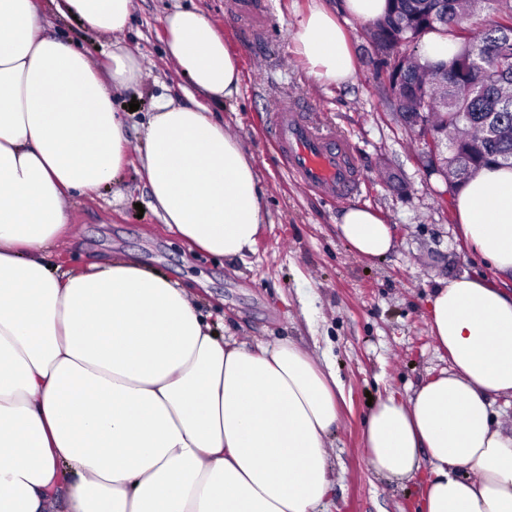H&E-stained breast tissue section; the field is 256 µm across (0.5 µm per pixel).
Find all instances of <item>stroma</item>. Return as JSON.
I'll list each match as a JSON object with an SVG mask.
<instances>
[{
  "instance_id": "1",
  "label": "stroma",
  "mask_w": 512,
  "mask_h": 512,
  "mask_svg": "<svg viewBox=\"0 0 512 512\" xmlns=\"http://www.w3.org/2000/svg\"><path fill=\"white\" fill-rule=\"evenodd\" d=\"M225 0H135L122 45L136 51L139 85L121 90L116 106L128 113L129 164L108 187L77 198L70 208L75 233L64 246L63 268L131 256L143 268L192 289L214 330L225 340H292L314 349L345 389L333 433L330 466L336 477L329 512H417L415 480L388 482L369 469L363 450L368 397L407 398L449 366L436 350L427 322V298L439 280L487 268L459 237L453 194L424 166L427 146L396 119L377 67L366 23L325 0L346 31L355 73L341 85L319 84L293 50L296 22L310 0H268V45L250 48ZM201 10L238 54V95L215 109L252 155L265 190L264 221L251 252L216 261L189 251L155 213L140 174L146 151L142 126L157 99L201 100L164 64V16L175 7ZM305 99L315 119L347 136L364 181L350 204L377 212L392 229L395 247L363 259L340 237L344 206L291 182L273 152L266 117L284 97Z\"/></svg>"
}]
</instances>
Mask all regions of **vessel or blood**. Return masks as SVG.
I'll use <instances>...</instances> for the list:
<instances>
[{
  "label": "vessel or blood",
  "mask_w": 512,
  "mask_h": 512,
  "mask_svg": "<svg viewBox=\"0 0 512 512\" xmlns=\"http://www.w3.org/2000/svg\"><path fill=\"white\" fill-rule=\"evenodd\" d=\"M226 11L253 42L267 38V0H226ZM269 133L285 171L317 194L336 200L350 197L363 175L350 142L320 126L306 103L283 98L268 121Z\"/></svg>",
  "instance_id": "obj_1"
}]
</instances>
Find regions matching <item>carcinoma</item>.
<instances>
[{"instance_id": "1", "label": "carcinoma", "mask_w": 512, "mask_h": 512, "mask_svg": "<svg viewBox=\"0 0 512 512\" xmlns=\"http://www.w3.org/2000/svg\"><path fill=\"white\" fill-rule=\"evenodd\" d=\"M431 32L460 42L450 60L422 57ZM370 35L396 111L419 112L450 134L475 130L448 144L450 187L483 167H512V0H387Z\"/></svg>"}]
</instances>
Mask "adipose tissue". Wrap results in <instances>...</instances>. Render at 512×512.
Instances as JSON below:
<instances>
[{
	"instance_id": "obj_1",
	"label": "adipose tissue",
	"mask_w": 512,
	"mask_h": 512,
	"mask_svg": "<svg viewBox=\"0 0 512 512\" xmlns=\"http://www.w3.org/2000/svg\"><path fill=\"white\" fill-rule=\"evenodd\" d=\"M117 36L133 0H0V512H326L342 382L290 340L215 335L191 291L117 256L60 269L70 200L129 162L113 106L142 69L113 44L107 75L90 51L44 33L45 9ZM164 55L204 102L160 100L144 127L142 170L169 231L212 258L245 255L264 188L239 137L210 107L238 94L237 55L200 11L165 15ZM313 79L354 73L326 7L297 22ZM463 240L512 277V168L485 167L452 199ZM338 232L356 255L393 247L390 226L353 205ZM427 320L449 369L364 422L379 478L421 477L418 512H512V291L462 275L434 289Z\"/></svg>"
}]
</instances>
